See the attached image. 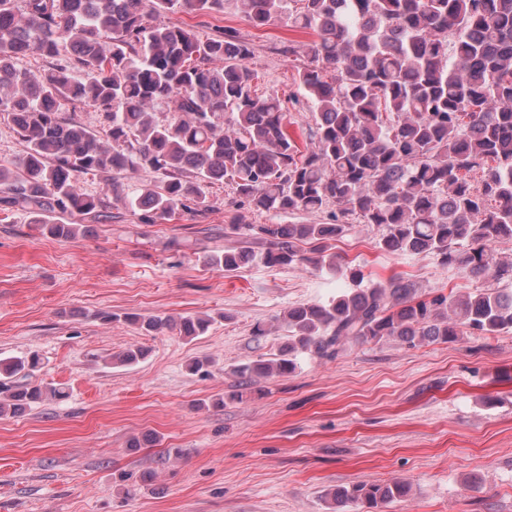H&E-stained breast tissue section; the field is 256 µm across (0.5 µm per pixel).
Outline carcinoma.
Masks as SVG:
<instances>
[{
	"instance_id": "carcinoma-1",
	"label": "carcinoma",
	"mask_w": 512,
	"mask_h": 512,
	"mask_svg": "<svg viewBox=\"0 0 512 512\" xmlns=\"http://www.w3.org/2000/svg\"><path fill=\"white\" fill-rule=\"evenodd\" d=\"M255 27L285 19L311 31L301 95L315 121L304 148L288 137L291 114L257 95L251 48L232 30L205 41L170 21L209 14L224 0H0V112L25 143L0 164V214H28L64 240L112 219L124 173H152L126 200L143 224L196 216L201 184L231 186L232 203L275 215L324 213L316 224H231L266 244L270 266L327 269L351 287L324 303L288 308L277 357L237 369L242 378L285 377L306 354L333 359L348 341L396 339L411 347L464 332L512 333V289L426 290L392 277L364 284L363 265L336 252L356 224H374L380 250L421 254L475 278L512 280L493 244L512 241V0H236ZM50 59L36 74L18 60ZM103 114L99 133L65 106ZM103 183L92 195L78 177ZM336 209L331 210L329 206ZM58 214L83 224L51 223ZM253 251L215 248L207 264L234 271ZM145 334L199 336L211 320L125 316ZM39 358L0 359V416L63 400L61 386L8 385ZM398 481L337 486L333 512H379L406 497Z\"/></svg>"
}]
</instances>
